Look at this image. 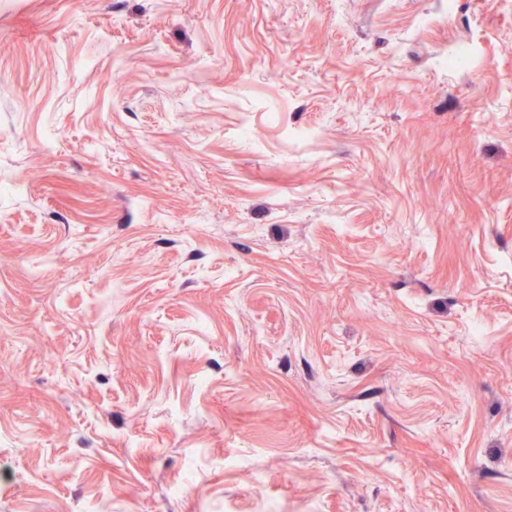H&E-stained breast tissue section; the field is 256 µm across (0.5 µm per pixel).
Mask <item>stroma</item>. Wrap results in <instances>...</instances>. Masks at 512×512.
<instances>
[{
  "label": "stroma",
  "mask_w": 512,
  "mask_h": 512,
  "mask_svg": "<svg viewBox=\"0 0 512 512\" xmlns=\"http://www.w3.org/2000/svg\"><path fill=\"white\" fill-rule=\"evenodd\" d=\"M1 181L0 512H512V0H0Z\"/></svg>",
  "instance_id": "stroma-1"
}]
</instances>
